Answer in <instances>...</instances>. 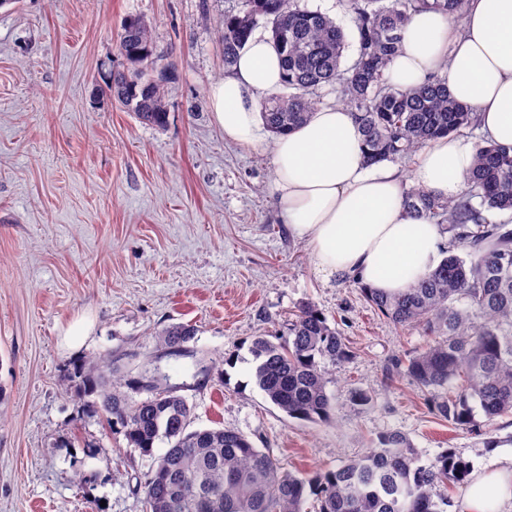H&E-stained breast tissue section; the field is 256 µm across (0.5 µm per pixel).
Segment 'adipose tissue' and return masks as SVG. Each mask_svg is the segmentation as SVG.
Returning a JSON list of instances; mask_svg holds the SVG:
<instances>
[{
    "instance_id": "ef3b65f1",
    "label": "adipose tissue",
    "mask_w": 512,
    "mask_h": 512,
    "mask_svg": "<svg viewBox=\"0 0 512 512\" xmlns=\"http://www.w3.org/2000/svg\"><path fill=\"white\" fill-rule=\"evenodd\" d=\"M437 73L446 76L456 100L478 113L487 139L512 144V0H469L459 22L433 11L413 14L385 75L408 89ZM281 87L276 48L252 35L232 74L211 88L225 137L260 145L257 97ZM475 152V144L461 137L430 143L418 155L412 185L442 198L458 196ZM272 161L282 216L324 274H351L394 294L440 262L439 226L405 213L403 185L390 170L362 166L357 124L346 108H319L276 137ZM459 512H512V457L471 472Z\"/></svg>"
}]
</instances>
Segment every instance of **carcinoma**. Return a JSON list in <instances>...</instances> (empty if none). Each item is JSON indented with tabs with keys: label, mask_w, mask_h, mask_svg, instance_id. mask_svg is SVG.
<instances>
[{
	"label": "carcinoma",
	"mask_w": 512,
	"mask_h": 512,
	"mask_svg": "<svg viewBox=\"0 0 512 512\" xmlns=\"http://www.w3.org/2000/svg\"><path fill=\"white\" fill-rule=\"evenodd\" d=\"M468 2L346 0L356 54L343 69L347 35L334 18L300 0H244L242 11L224 17V69L232 71L247 39L263 27L283 70L282 92L261 104L273 136L305 123L318 106L315 93L334 84L358 126L363 166L406 163L436 139L479 137L475 113L451 97L444 78L404 90L384 75L412 14L440 11L458 21ZM117 49L130 69L110 72L106 92L140 122L165 126L168 66L159 63L147 24L125 19ZM402 205L448 233L447 256L403 292L361 285L364 299L394 324L431 336L407 371L419 387L446 391L436 403L440 417L470 427L478 410L489 422L511 414L512 228L484 213H512V145L482 141L459 197L438 198L410 186ZM195 336L190 325L158 330L160 353L121 384L93 376L84 364L74 367L88 410L120 427L129 447L152 459L139 481L145 512H303L310 494L319 512H447L450 500L436 488L466 482L471 466L454 449L423 464L399 432L379 436L377 446L357 459L308 477L283 470L270 450L235 430L192 428V409L161 361L190 356L193 380L209 379L214 362L188 347ZM250 353L255 384L271 404L292 419L330 421L328 367L348 360L350 350L315 306L293 314L281 341L254 337ZM143 392L146 398H133ZM159 442L167 448L157 454Z\"/></svg>",
	"instance_id": "obj_1"
}]
</instances>
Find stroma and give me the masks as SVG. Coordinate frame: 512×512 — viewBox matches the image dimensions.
<instances>
[{"mask_svg": "<svg viewBox=\"0 0 512 512\" xmlns=\"http://www.w3.org/2000/svg\"><path fill=\"white\" fill-rule=\"evenodd\" d=\"M243 0H13L0 7V512H144L136 484L151 460L86 410L75 362L120 356L133 376L154 333L189 324L220 377L195 385L188 358L162 367L198 428L267 448L284 470L333 469L398 431L421 462L455 449L473 468L512 456V415L455 427L433 409L407 360L426 341L324 276L284 224L272 141L224 136L210 102L225 76V15ZM142 18L172 70L158 128L116 107L104 72L126 17ZM315 305L350 358L333 367L329 422L291 419L253 378L255 336H282ZM87 321L83 343L68 327ZM372 395L367 404L354 390ZM494 437L499 447L486 446Z\"/></svg>", "mask_w": 512, "mask_h": 512, "instance_id": "obj_1", "label": "stroma"}]
</instances>
